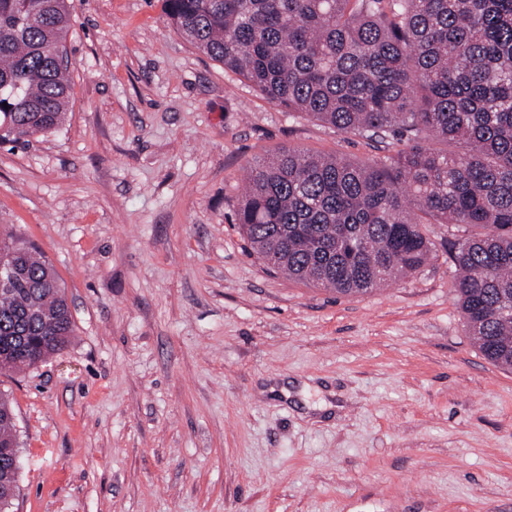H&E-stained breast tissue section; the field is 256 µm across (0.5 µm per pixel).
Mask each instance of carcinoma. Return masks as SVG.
Instances as JSON below:
<instances>
[{
    "label": "carcinoma",
    "instance_id": "carcinoma-1",
    "mask_svg": "<svg viewBox=\"0 0 512 512\" xmlns=\"http://www.w3.org/2000/svg\"><path fill=\"white\" fill-rule=\"evenodd\" d=\"M198 50L268 100L409 150L381 165L283 151L250 166L236 222L288 279L367 295L453 244L468 334L512 370V0H163ZM67 0H0V144L58 129L71 98ZM0 371L70 343L65 289L35 248L0 239ZM15 413L0 394V512H13Z\"/></svg>",
    "mask_w": 512,
    "mask_h": 512
}]
</instances>
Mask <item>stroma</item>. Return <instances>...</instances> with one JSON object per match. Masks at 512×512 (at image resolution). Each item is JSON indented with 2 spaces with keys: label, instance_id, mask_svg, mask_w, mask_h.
Here are the masks:
<instances>
[{
  "label": "stroma",
  "instance_id": "1",
  "mask_svg": "<svg viewBox=\"0 0 512 512\" xmlns=\"http://www.w3.org/2000/svg\"><path fill=\"white\" fill-rule=\"evenodd\" d=\"M64 124L0 147V226L47 257L75 336L0 374L14 512H512V370L456 304L449 242L367 295L270 270L236 226L284 148L408 150L267 100L162 0H67Z\"/></svg>",
  "mask_w": 512,
  "mask_h": 512
}]
</instances>
